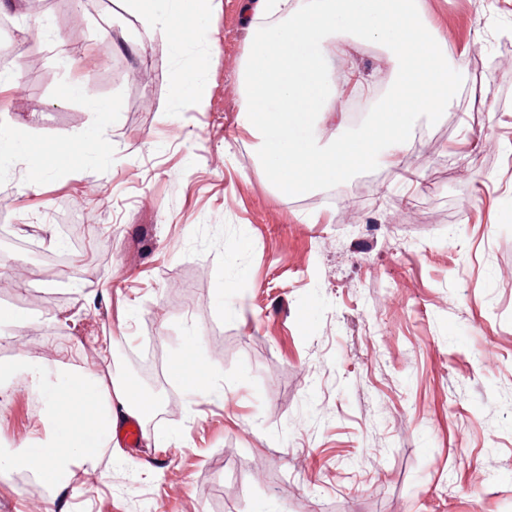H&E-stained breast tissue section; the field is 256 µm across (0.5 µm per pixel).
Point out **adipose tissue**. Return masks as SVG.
Masks as SVG:
<instances>
[{"label": "adipose tissue", "mask_w": 512, "mask_h": 512, "mask_svg": "<svg viewBox=\"0 0 512 512\" xmlns=\"http://www.w3.org/2000/svg\"><path fill=\"white\" fill-rule=\"evenodd\" d=\"M133 3L148 35L175 15L189 31L204 23L205 0H175L172 14L145 8L143 0ZM244 28L250 55L241 79V127L258 140L263 168L282 188H316L359 165L395 164L410 144L416 114L448 111L462 77L460 64L449 58L447 33L425 16L421 0H249ZM351 32L388 46L399 77L363 131L335 135L324 145L319 126L345 92L329 67L337 51L330 37ZM31 374L41 380L46 435L0 452V473L33 469L42 485L67 487L120 425L156 407L151 397L132 398L117 380L106 342L98 348L92 382L61 368L45 380L37 362Z\"/></svg>", "instance_id": "adipose-tissue-1"}]
</instances>
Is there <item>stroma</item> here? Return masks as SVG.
I'll use <instances>...</instances> for the list:
<instances>
[{
	"mask_svg": "<svg viewBox=\"0 0 512 512\" xmlns=\"http://www.w3.org/2000/svg\"><path fill=\"white\" fill-rule=\"evenodd\" d=\"M422 7L455 58L512 59V0ZM72 8L84 39L67 63ZM1 18L30 91L0 90L17 143L0 224L19 242L0 308L24 315L0 327L16 356L0 367V448L42 432L21 358L86 373L103 339L160 341L142 426L168 440L100 449L76 496L0 479V512H512V67L465 70L395 166L287 197L239 125L242 0L143 41L129 0H55L40 31L26 0H0ZM341 44L333 69L388 96L394 54ZM186 72L204 105L176 96ZM67 209L90 227L70 275L26 252L64 249ZM185 368L223 400L184 392Z\"/></svg>",
	"mask_w": 512,
	"mask_h": 512,
	"instance_id": "obj_1",
	"label": "stroma"
}]
</instances>
